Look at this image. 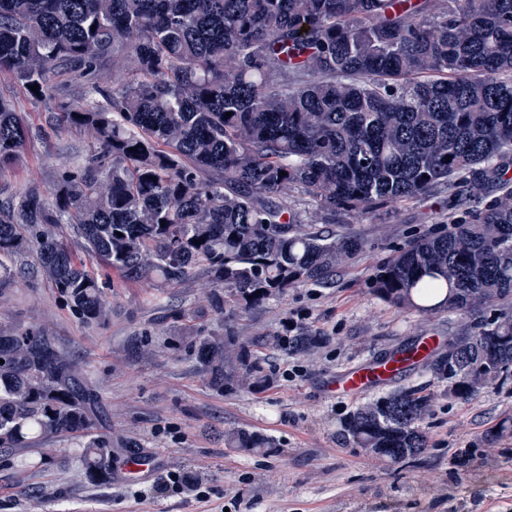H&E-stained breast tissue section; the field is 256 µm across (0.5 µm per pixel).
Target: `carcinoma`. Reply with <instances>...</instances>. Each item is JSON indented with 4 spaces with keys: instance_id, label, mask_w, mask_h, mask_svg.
Instances as JSON below:
<instances>
[{
    "instance_id": "obj_1",
    "label": "carcinoma",
    "mask_w": 512,
    "mask_h": 512,
    "mask_svg": "<svg viewBox=\"0 0 512 512\" xmlns=\"http://www.w3.org/2000/svg\"><path fill=\"white\" fill-rule=\"evenodd\" d=\"M108 55L117 89L99 82ZM55 62L75 67L82 104L48 113L47 125L88 128L95 144L51 198L28 187L0 203V294L15 283L7 260L31 250L67 306L105 316L102 285L57 232L66 224L84 254L128 281L172 288L201 270L215 310H246L330 286L360 249L303 223V198L328 215L369 213L464 174L501 195L395 250L372 292L469 317L448 337L455 361L439 353L429 364L455 397L512 381V0H0V73L39 100ZM32 136L0 96V169ZM317 341L273 338L287 354ZM196 346L212 387L258 386L238 370L234 337ZM0 359L1 448L92 426L98 395L44 330L1 328ZM428 407L398 389L358 408L348 432L400 463L427 448ZM224 440L272 447L247 430ZM84 448L86 472L110 477L106 448Z\"/></svg>"
}]
</instances>
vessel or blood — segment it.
Segmentation results:
<instances>
[{
  "mask_svg": "<svg viewBox=\"0 0 512 512\" xmlns=\"http://www.w3.org/2000/svg\"><path fill=\"white\" fill-rule=\"evenodd\" d=\"M435 347L436 344L432 338H421L417 353L409 355L398 352L349 367L331 377L326 384V390L329 394L336 396H356L366 393L384 383L402 378L414 362L425 358Z\"/></svg>",
  "mask_w": 512,
  "mask_h": 512,
  "instance_id": "obj_1",
  "label": "vessel or blood"
}]
</instances>
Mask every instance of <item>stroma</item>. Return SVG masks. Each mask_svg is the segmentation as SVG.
Listing matches in <instances>:
<instances>
[{
  "instance_id": "stroma-1",
  "label": "stroma",
  "mask_w": 512,
  "mask_h": 512,
  "mask_svg": "<svg viewBox=\"0 0 512 512\" xmlns=\"http://www.w3.org/2000/svg\"><path fill=\"white\" fill-rule=\"evenodd\" d=\"M52 99L31 103L27 92L0 76V94L27 112L40 135L30 141L23 169L0 172V193L29 185L50 194L60 171L84 162L93 147L87 130L44 133L47 113L78 104L81 89L60 64L49 72ZM475 202L465 184L432 191L382 210L337 215V232L359 237L362 249L331 287L290 288L249 310H209L204 273L177 288L156 290L95 266L112 311L87 323L66 306L37 271L35 253L16 257L21 277L0 297V327H39L76 362L100 400L88 434L50 437L32 448L0 450V512H512V382L489 383L469 398L425 364L395 383L355 398L325 392L328 378L423 336L447 345L461 324L455 313L426 315L378 298L376 267L413 237L461 218ZM234 336L265 382L256 388L210 387L193 342ZM306 334L319 345L288 355L268 337ZM396 388L429 397L419 424L426 450L393 464L358 447L347 431L362 405ZM249 430L273 450L231 448L226 433ZM110 451V478H91L78 457L87 438ZM155 458L153 475L129 482L131 454ZM207 487L163 491L170 471Z\"/></svg>"
}]
</instances>
